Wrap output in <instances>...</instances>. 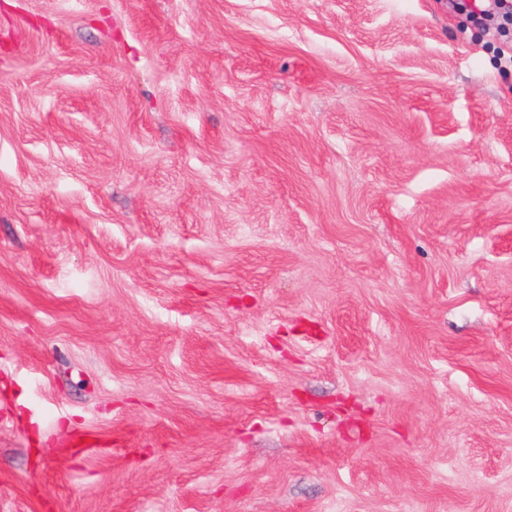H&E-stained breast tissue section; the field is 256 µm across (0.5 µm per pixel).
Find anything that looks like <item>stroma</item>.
<instances>
[{"label": "stroma", "mask_w": 512, "mask_h": 512, "mask_svg": "<svg viewBox=\"0 0 512 512\" xmlns=\"http://www.w3.org/2000/svg\"><path fill=\"white\" fill-rule=\"evenodd\" d=\"M0 512H512V37L0 0Z\"/></svg>", "instance_id": "obj_1"}]
</instances>
